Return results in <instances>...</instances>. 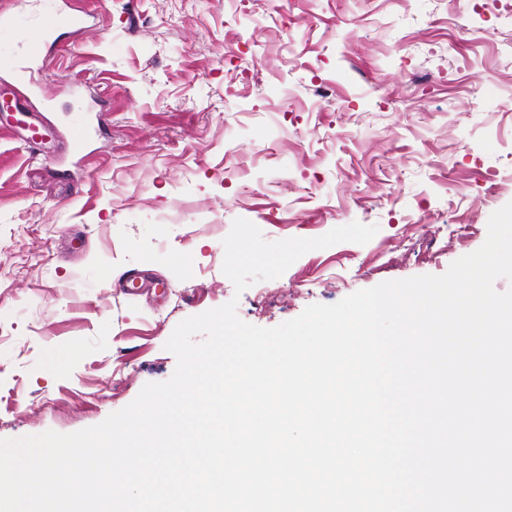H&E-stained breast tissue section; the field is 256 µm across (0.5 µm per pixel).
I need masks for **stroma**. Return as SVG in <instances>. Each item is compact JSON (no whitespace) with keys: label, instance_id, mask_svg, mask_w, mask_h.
Instances as JSON below:
<instances>
[{"label":"stroma","instance_id":"stroma-1","mask_svg":"<svg viewBox=\"0 0 512 512\" xmlns=\"http://www.w3.org/2000/svg\"><path fill=\"white\" fill-rule=\"evenodd\" d=\"M68 4L82 31L30 0L4 41L46 37L24 102L42 144L19 140L0 65V439L101 423L172 376L180 321L228 301L268 328L444 274L512 202V0ZM238 218L269 241L378 231L238 294L222 271ZM142 273L162 289L119 292Z\"/></svg>","mask_w":512,"mask_h":512}]
</instances>
